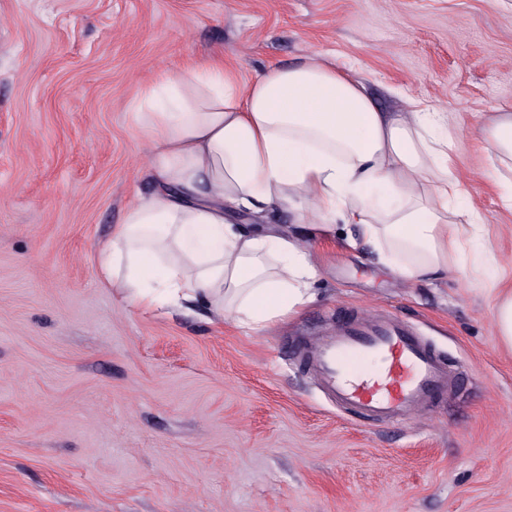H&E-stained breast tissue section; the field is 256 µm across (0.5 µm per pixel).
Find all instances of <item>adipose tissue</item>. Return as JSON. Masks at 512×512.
<instances>
[{"label": "adipose tissue", "mask_w": 512, "mask_h": 512, "mask_svg": "<svg viewBox=\"0 0 512 512\" xmlns=\"http://www.w3.org/2000/svg\"><path fill=\"white\" fill-rule=\"evenodd\" d=\"M131 119L150 151L153 190L98 250V273L131 308H207L258 331L311 301L307 226L355 225L402 279L448 274V252L480 221L463 200L448 142L453 116L379 110L362 80L309 57L249 82L210 56L142 84ZM489 177L512 210V113L487 130ZM288 207L298 230L234 216Z\"/></svg>", "instance_id": "1"}]
</instances>
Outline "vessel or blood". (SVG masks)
Returning a JSON list of instances; mask_svg holds the SVG:
<instances>
[{
    "label": "vessel or blood",
    "instance_id": "obj_1",
    "mask_svg": "<svg viewBox=\"0 0 512 512\" xmlns=\"http://www.w3.org/2000/svg\"><path fill=\"white\" fill-rule=\"evenodd\" d=\"M298 351L337 404L365 422L424 412L461 385L459 374L399 317L343 320ZM369 357L378 370L355 368Z\"/></svg>",
    "mask_w": 512,
    "mask_h": 512
}]
</instances>
